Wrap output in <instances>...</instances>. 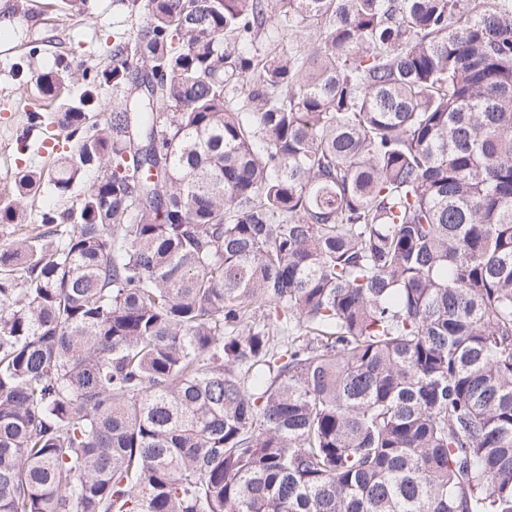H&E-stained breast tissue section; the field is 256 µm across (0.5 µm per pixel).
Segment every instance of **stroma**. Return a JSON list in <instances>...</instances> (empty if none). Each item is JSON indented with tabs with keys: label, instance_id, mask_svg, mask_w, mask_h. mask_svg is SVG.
Masks as SVG:
<instances>
[{
	"label": "stroma",
	"instance_id": "obj_1",
	"mask_svg": "<svg viewBox=\"0 0 512 512\" xmlns=\"http://www.w3.org/2000/svg\"><path fill=\"white\" fill-rule=\"evenodd\" d=\"M15 2L0 0V21L12 29L10 41L0 40V183L8 185L17 172L49 163L40 152L41 133L31 137L30 151L16 149V135L25 123V112L17 105L21 93L61 61L88 69L109 63L114 36L144 21L130 15L121 0H89L81 14L70 11L63 0H34L25 12L15 14ZM20 67L26 74L22 82L15 76Z\"/></svg>",
	"mask_w": 512,
	"mask_h": 512
}]
</instances>
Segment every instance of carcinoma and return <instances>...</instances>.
I'll return each instance as SVG.
<instances>
[{"instance_id": "carcinoma-1", "label": "carcinoma", "mask_w": 512, "mask_h": 512, "mask_svg": "<svg viewBox=\"0 0 512 512\" xmlns=\"http://www.w3.org/2000/svg\"><path fill=\"white\" fill-rule=\"evenodd\" d=\"M121 2L0 203L69 200L0 246V512H512V0Z\"/></svg>"}]
</instances>
